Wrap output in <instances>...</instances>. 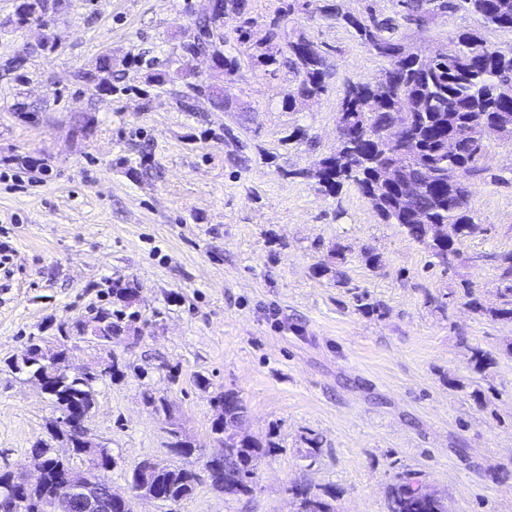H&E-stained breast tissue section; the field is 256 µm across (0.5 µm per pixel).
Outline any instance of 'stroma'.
Wrapping results in <instances>:
<instances>
[{
    "mask_svg": "<svg viewBox=\"0 0 512 512\" xmlns=\"http://www.w3.org/2000/svg\"><path fill=\"white\" fill-rule=\"evenodd\" d=\"M284 2L248 0L246 15L225 16L222 49L241 62L224 80L238 104L227 112L209 94L184 97L209 75L206 58L183 49L209 0H67L32 27L15 25L18 0H0V470L34 476L32 448L58 416L9 362L30 341H63L74 368L119 361L85 421L110 450L105 476L118 494L145 458L201 474L202 456L171 453L168 426L211 454L224 391L243 401L247 434L279 445L259 462L252 495H224L201 474L174 510L141 500L136 512H293L299 487L334 492L335 512H387L390 485L410 473L449 512H512V322L459 295L470 282L484 305L497 301L498 258L512 252V145L488 142V173L470 196L484 231L444 268L356 187L333 195L300 177L336 147L346 84L388 62L323 13L329 0H292L286 15ZM247 17L253 40L277 18L281 39L301 32L319 44L326 92L284 109L295 76L251 64L237 41ZM479 27L461 12L402 34L429 53ZM106 54L104 90L86 76ZM297 128L303 137L290 141ZM337 242L342 280L314 276ZM129 281L137 316L110 346L76 331ZM361 295L379 312L359 307ZM443 296L441 312L432 301ZM473 347L496 358L485 373L469 363ZM311 435L321 442L312 460Z\"/></svg>",
    "mask_w": 512,
    "mask_h": 512,
    "instance_id": "35a3bbf8",
    "label": "stroma"
}]
</instances>
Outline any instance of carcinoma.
<instances>
[{"instance_id": "carcinoma-1", "label": "carcinoma", "mask_w": 512, "mask_h": 512, "mask_svg": "<svg viewBox=\"0 0 512 512\" xmlns=\"http://www.w3.org/2000/svg\"><path fill=\"white\" fill-rule=\"evenodd\" d=\"M248 0H218L211 13L198 18L192 40L185 44L188 52L211 53L226 76L240 69L238 57L217 50L224 42V15H244ZM393 13L383 19L372 12L360 19L342 11L338 4H327L323 11L354 30L357 39L370 52L388 60L381 82L347 84L339 110V120L349 131V139L336 144L334 151L306 172L328 193L354 185L369 201L385 224L399 225L413 241L423 245L439 262L451 266L460 256L463 241L482 231L471 216L467 182L479 176L485 142L500 140L512 143V133H505L501 121L512 123V51L492 48L478 31H463L450 39L447 52L440 58H420L403 43L401 28L413 25L427 28L435 19L457 12L475 15L487 31L512 30V0H394ZM63 8V0H20L15 23L44 22L48 13ZM279 33L270 29L261 40L251 42L247 29H238V41L247 46L254 64L274 73L283 64L298 81L283 99V108L296 112L303 103L326 92L328 65L324 51L316 42L299 34L285 47L275 43ZM195 94L208 92L226 112L235 111L224 98V87L216 84H193ZM406 141L412 150L410 161L401 165L392 181L381 179L384 168L394 162L397 139ZM456 168L460 176L448 181V169ZM502 287L497 289L498 303L484 305L475 295L473 285L465 283L463 299L472 310L494 321L512 322V253L500 257ZM135 288L129 284L112 289L120 308L101 310L94 316V329L101 338L112 335L129 317ZM473 369L482 374L495 364L491 353L481 348L469 349ZM10 366L27 379L44 386V394L65 416L72 409L90 413L95 403V384L77 375L47 376L37 356L27 363L14 360ZM217 417L212 430L224 434L222 477L212 487L227 496L249 495L255 487L248 484L257 464L272 454L278 444L272 439L262 442L253 438H234L238 422L246 417V408L233 392L215 397ZM33 453L45 458L41 488L30 495L21 512H41V500L61 488V475L72 467L54 455L52 447L39 441ZM112 466V457L89 462L87 473L106 485L103 472ZM143 476L135 490H156L165 501L177 505L189 498L198 482L197 473L188 468L147 459L133 471ZM299 500L297 512H333L329 499L333 494L295 489ZM387 512H448L445 499L426 483L404 477L391 485L387 495Z\"/></svg>"}]
</instances>
